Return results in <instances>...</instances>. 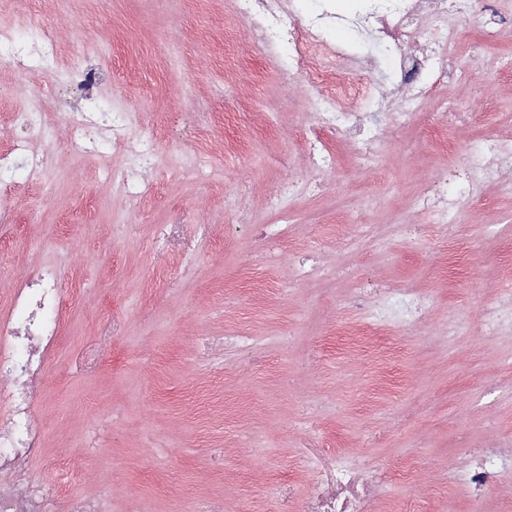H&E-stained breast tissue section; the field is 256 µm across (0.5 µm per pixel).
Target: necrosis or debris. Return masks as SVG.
I'll return each mask as SVG.
<instances>
[{
  "label": "necrosis or debris",
  "instance_id": "4bbe7bcc",
  "mask_svg": "<svg viewBox=\"0 0 512 512\" xmlns=\"http://www.w3.org/2000/svg\"><path fill=\"white\" fill-rule=\"evenodd\" d=\"M304 0H235L237 16L248 24L259 46L268 51L274 73L283 85L302 83L305 105L319 132L327 139L347 140L356 155L374 160L381 145L396 129L405 127L430 93L434 83L457 79L455 68L438 66L449 44L464 40L476 16H483L496 31L512 29V15L503 13L496 0H426L433 20L428 40H421L413 14V0H319L308 11ZM361 25L375 36L384 54L393 61L390 74H383L376 57H361L351 45H338L330 35L337 27ZM50 41L27 43L17 32L0 28V60L15 64L19 81H28L33 59H48ZM320 53L331 58L341 76L329 84L321 70L311 68L310 58ZM403 99L401 112L387 120L382 106L390 91ZM369 102L368 111L358 112L354 100ZM21 124H65L74 132L69 143L73 156H82L85 146L81 132L87 115L79 108L51 112L39 106L20 113ZM102 141L112 150L133 159L123 170L111 167L110 156H102L104 172L113 188L135 196L142 192L136 162L147 161L156 150L154 138L138 132L134 113L118 110L104 130ZM465 175L460 183L448 185L444 173H436L429 193L420 206L432 209L437 223H454L462 201L473 198L477 189L496 183L502 171L512 169V141L478 138L462 150ZM13 289L7 312L0 314V379L9 380L8 391L0 392V404L9 414L7 426L0 427V488L42 453L43 438L30 422L37 405L32 384L44 368L46 351L58 336L63 297L56 273L47 267L22 266L13 275ZM361 322L345 329L350 347L363 350L370 337L388 334L406 336L426 316L430 304L422 295L391 285L360 290L352 299ZM297 468L307 474L309 493L303 512H370L371 501L384 492L385 477L361 479L369 461L358 454L338 452L335 482L325 485L312 460L300 459ZM512 478V452L499 448H469L462 465L450 473L456 486L469 494L470 512H482L486 493L503 480ZM102 512L97 501L71 496L66 486L47 494L39 481H31L25 496L0 491V512Z\"/></svg>",
  "mask_w": 512,
  "mask_h": 512
}]
</instances>
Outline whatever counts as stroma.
Listing matches in <instances>:
<instances>
[{
    "label": "stroma",
    "instance_id": "35a3bbf8",
    "mask_svg": "<svg viewBox=\"0 0 512 512\" xmlns=\"http://www.w3.org/2000/svg\"><path fill=\"white\" fill-rule=\"evenodd\" d=\"M0 25L57 47L23 84L0 61V143L23 136L51 159L41 188L16 195L0 312L23 264L53 265L65 300L31 416L44 448L7 491L64 478L106 512H301L297 456L343 450L408 473L387 482L373 512L404 502L468 512L449 466L465 448L512 450V334L484 342L480 322L488 303L512 301V171L464 202L459 265L447 228L414 202L456 162L431 146L424 115L437 100L464 115L448 124L458 145L512 139V34L454 45L470 79L438 88L379 162L351 164L350 146L338 145L336 170L312 173L315 192L283 216L268 190L303 172L314 119L230 0H10ZM80 66L102 80L84 85ZM52 90L60 112L134 105L139 129L160 136L141 171L146 193H115L96 153L60 151L68 127L17 122L21 103ZM226 108L228 121H211ZM360 209L349 249L333 218ZM281 222L278 240L259 231ZM262 271L272 286L257 287ZM368 281L432 299L387 364L341 334ZM232 331L257 346L228 340Z\"/></svg>",
    "mask_w": 512,
    "mask_h": 512
}]
</instances>
